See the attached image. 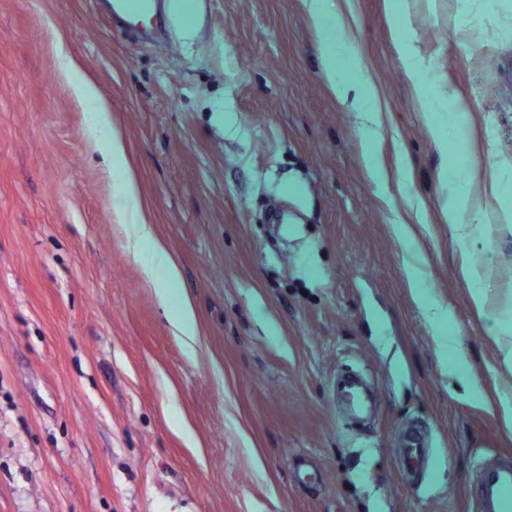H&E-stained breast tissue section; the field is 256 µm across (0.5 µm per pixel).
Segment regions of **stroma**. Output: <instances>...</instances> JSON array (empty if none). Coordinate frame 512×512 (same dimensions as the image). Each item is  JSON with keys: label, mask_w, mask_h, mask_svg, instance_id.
Listing matches in <instances>:
<instances>
[{"label": "stroma", "mask_w": 512, "mask_h": 512, "mask_svg": "<svg viewBox=\"0 0 512 512\" xmlns=\"http://www.w3.org/2000/svg\"><path fill=\"white\" fill-rule=\"evenodd\" d=\"M155 2L163 37L113 0H0V512H473L478 467L512 458L496 409L512 367L484 330L485 314L512 320V221L454 238V148L434 138L444 115L425 111L386 0H331L378 91L381 184L303 0ZM405 24L460 97L478 163L512 164V0H409ZM81 77L128 168L92 141ZM130 170L180 267L166 306L126 248ZM398 217L451 312L447 353L408 286ZM185 295L191 354L169 327ZM455 365L476 393L449 389ZM348 369L377 393L368 423L336 406ZM414 426L430 448L418 477L398 458ZM76 91L81 99L89 102L94 108L93 124L90 129L92 137L108 143L112 166L126 165L127 143L122 132L112 124L108 105L97 97L92 83L86 79L78 80ZM470 278L472 280V300L476 309L480 312L485 311L487 304L488 288H485L487 279V270L480 260H475L470 269Z\"/></svg>", "instance_id": "35a3bbf8"}]
</instances>
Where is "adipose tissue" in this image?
<instances>
[{
  "label": "adipose tissue",
  "mask_w": 512,
  "mask_h": 512,
  "mask_svg": "<svg viewBox=\"0 0 512 512\" xmlns=\"http://www.w3.org/2000/svg\"><path fill=\"white\" fill-rule=\"evenodd\" d=\"M304 3L323 44L321 59L327 82L337 99L348 104L355 112L366 155L374 157L380 125L377 90L351 38L346 35L342 20L328 11L326 0H304ZM388 4L389 12L396 20L395 35L402 43L406 70L423 90L428 91L429 111L448 115L447 120L435 125V137L443 144L456 140L459 128L467 122V116L458 99L448 98L444 90L437 88L435 81L422 69L411 46L406 44L403 23L408 7L406 0H388ZM76 91L81 99L94 108L90 129L92 137L107 142L113 164L126 163L127 143L122 132L113 125L107 104L97 97L88 80H78ZM449 164L456 170L457 176L445 186L444 210L454 235L466 240L477 233L479 225L488 223L491 214L490 208L478 204L475 186L489 182L493 198L500 203L512 197V185L504 183L498 175H486L473 162L471 153H455ZM123 227L130 255L139 263L142 275L153 288L158 302L168 305L172 288L179 279V269L172 251L157 237L154 225L140 208L126 213Z\"/></svg>",
  "instance_id": "obj_1"
}]
</instances>
